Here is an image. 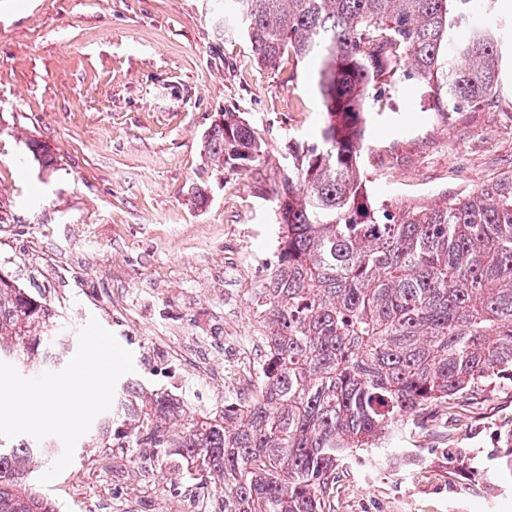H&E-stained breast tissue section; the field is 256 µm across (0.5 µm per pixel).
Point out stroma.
Here are the masks:
<instances>
[{
	"mask_svg": "<svg viewBox=\"0 0 512 512\" xmlns=\"http://www.w3.org/2000/svg\"><path fill=\"white\" fill-rule=\"evenodd\" d=\"M504 47L489 100L437 111L429 87L400 80L371 110L365 133L372 200L431 204L512 171V0H493ZM212 0H0V272L39 288L62 310L56 353L69 361L90 319L132 351L124 382L177 387L197 412L221 414L224 392L191 373L155 376L170 326L223 355L257 335L252 301L275 261L269 190L287 139L325 121L311 62L259 66L251 43L220 33ZM241 113L267 154L249 171L211 172L206 129ZM47 143L56 170L27 149ZM207 207L187 202L201 175ZM441 441L415 432L387 457L351 461L336 512H512V388L477 405L437 408ZM76 448L47 496L61 512H186L173 459L122 448Z\"/></svg>",
	"mask_w": 512,
	"mask_h": 512,
	"instance_id": "35a3bbf8",
	"label": "stroma"
}]
</instances>
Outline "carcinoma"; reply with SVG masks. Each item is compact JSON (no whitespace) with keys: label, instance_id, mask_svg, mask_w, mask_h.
Masks as SVG:
<instances>
[{"label":"carcinoma","instance_id":"obj_1","mask_svg":"<svg viewBox=\"0 0 512 512\" xmlns=\"http://www.w3.org/2000/svg\"><path fill=\"white\" fill-rule=\"evenodd\" d=\"M474 0H224L220 31L250 41L257 64L316 65L325 123L290 138L270 189L277 264L255 293L273 351L255 395L235 412L201 415L164 396L136 403L127 439L186 464L219 512H332L347 464L396 434L427 428L433 408L512 384V172L433 205L370 200L362 169L369 106L401 78L451 109L499 82L493 29L460 39ZM28 151L52 171L56 156ZM215 171L249 170L265 143L238 112L206 130ZM197 209L208 183L188 189ZM56 313L0 274V360L33 376L57 360ZM58 441L0 437V512H58L31 481Z\"/></svg>","mask_w":512,"mask_h":512}]
</instances>
